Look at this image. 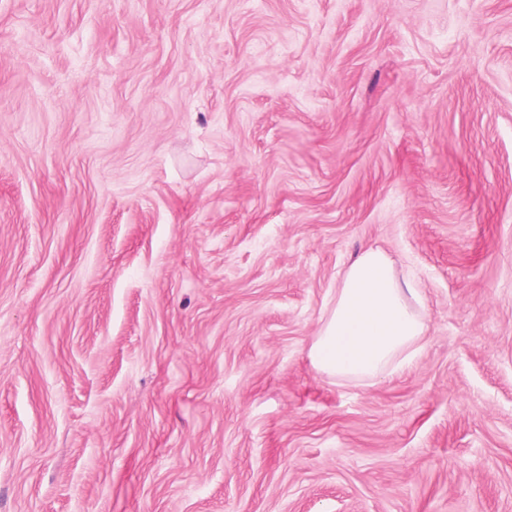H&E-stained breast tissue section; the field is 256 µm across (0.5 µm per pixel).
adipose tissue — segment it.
<instances>
[{"label":"adipose tissue","mask_w":512,"mask_h":512,"mask_svg":"<svg viewBox=\"0 0 512 512\" xmlns=\"http://www.w3.org/2000/svg\"><path fill=\"white\" fill-rule=\"evenodd\" d=\"M423 307L419 288L383 250L363 249L324 310L309 348L313 366L343 380H373L408 363L428 332Z\"/></svg>","instance_id":"adipose-tissue-1"}]
</instances>
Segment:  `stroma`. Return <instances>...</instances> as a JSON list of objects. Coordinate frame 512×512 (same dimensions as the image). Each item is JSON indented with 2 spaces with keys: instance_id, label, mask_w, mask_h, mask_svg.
<instances>
[{
  "instance_id": "stroma-1",
  "label": "stroma",
  "mask_w": 512,
  "mask_h": 512,
  "mask_svg": "<svg viewBox=\"0 0 512 512\" xmlns=\"http://www.w3.org/2000/svg\"><path fill=\"white\" fill-rule=\"evenodd\" d=\"M0 512H512V0H0ZM419 288L401 277L381 249L366 248L340 275L309 348L319 372L374 380L408 363L428 332Z\"/></svg>"
}]
</instances>
